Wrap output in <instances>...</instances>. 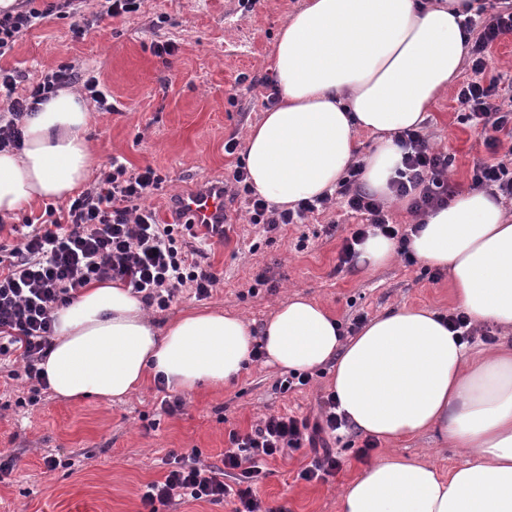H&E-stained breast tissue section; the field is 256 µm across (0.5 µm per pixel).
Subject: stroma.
<instances>
[{
  "label": "stroma",
  "mask_w": 512,
  "mask_h": 512,
  "mask_svg": "<svg viewBox=\"0 0 512 512\" xmlns=\"http://www.w3.org/2000/svg\"><path fill=\"white\" fill-rule=\"evenodd\" d=\"M103 4L82 0L80 11L92 25L85 37L73 36L72 18L50 16L1 57L0 66L20 70L30 82L63 67L98 77L112 109L91 112L94 175L109 172L116 157L132 170L152 166L165 181L150 203L163 214L172 196L206 177H231L243 153L227 154L224 144L243 140L261 119L277 32L302 0H258L253 6L247 0H143L138 12L111 20L100 18ZM160 41L172 42L174 53L156 55ZM455 97L451 89L435 102L423 131L450 155L447 179L460 193L469 189L474 162L492 159L494 150L486 132L461 121ZM228 208L231 226L208 253L220 275L211 298L200 301L184 290L166 310L148 306L155 321L220 308L240 314L257 331L295 292L324 304L345 328L356 317L368 320L401 306L444 314L456 309L448 277H435L433 268L400 256L374 271L355 261L340 265L343 243L361 222L340 205L272 232L250 223L242 200ZM281 376L278 367L251 363L222 390L183 395L181 411L172 415L158 410L162 394L153 385L120 404L64 401L47 391L31 406L21 402L28 391L23 380L0 376V452L17 458L15 470L0 481V512H142L141 490L162 478L156 461L169 450L195 449L201 463L217 465L230 429L247 431L275 413H317L329 393L328 367L287 393L275 388ZM364 442L358 431H349L340 469L323 481L300 479L306 451L289 452L269 464L256 493L271 512H339L340 488L384 453L380 446L365 449ZM395 449L445 470L461 461L456 449L431 434ZM51 453L77 464L47 470L43 458Z\"/></svg>",
  "instance_id": "obj_1"
}]
</instances>
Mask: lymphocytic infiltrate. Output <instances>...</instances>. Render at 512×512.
Returning <instances> with one entry per match:
<instances>
[{"label": "lymphocytic infiltrate", "mask_w": 512, "mask_h": 512, "mask_svg": "<svg viewBox=\"0 0 512 512\" xmlns=\"http://www.w3.org/2000/svg\"><path fill=\"white\" fill-rule=\"evenodd\" d=\"M76 0H18L15 7L0 12V57L43 19L55 14L76 15ZM471 37L467 55L471 78L456 94L466 121L512 138V105L498 101L497 80H483L489 49L512 35V10H501L482 20L465 18ZM22 73L0 68V99L8 107L0 111V151L21 149L25 116L57 93L63 85L82 82L99 110L112 104L96 76H79L61 69L23 85ZM25 94H18V87ZM404 150L403 171L392 189L399 198H410L413 213H428L447 204L453 194L448 184L450 159L430 146L424 133L409 129L399 137ZM364 172L362 162H353L337 194H323L303 201L293 209H278L258 196L244 166H236L232 180L243 197L250 221L276 230L283 224L303 223L307 214L327 209L334 197L344 198L351 212L365 217L366 226L355 230L343 244L340 261L349 263L355 247L368 230L380 231L396 240L401 255H408L407 232L389 218L386 204L362 191L358 183ZM163 178L153 167L130 170L120 160L94 186L70 200L67 207H46L44 219L33 224L23 241L0 254V357L17 355L22 371H10V378L25 376L30 384L29 404H37L46 387L40 368L54 333V311L69 304L79 288L94 281L119 280L142 294L145 301L166 309L182 289H192L196 298H210L219 276L206 262L203 246L179 242L178 225L162 221L148 200ZM471 187L488 192L498 200L512 201V158L480 161L472 168ZM336 399L327 396L316 420L293 414L264 417L247 432L230 430L229 448L221 465L202 464L197 453L169 451L162 463L163 480L146 485L141 503L145 512H157L158 505L186 501L221 503L233 499L232 512H268L254 491L267 464L289 449L309 447L311 457L300 471L305 481L323 480L341 465L329 440H341L347 421L336 412Z\"/></svg>", "instance_id": "lymphocytic-infiltrate-1"}]
</instances>
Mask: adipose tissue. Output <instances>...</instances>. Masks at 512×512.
I'll list each match as a JSON object with an SVG mask.
<instances>
[{
  "instance_id": "ef3b65f1",
  "label": "adipose tissue",
  "mask_w": 512,
  "mask_h": 512,
  "mask_svg": "<svg viewBox=\"0 0 512 512\" xmlns=\"http://www.w3.org/2000/svg\"><path fill=\"white\" fill-rule=\"evenodd\" d=\"M474 0H307L273 46L277 102L248 128L244 159L255 191L281 208L333 191L376 137L363 178L392 199L400 132L418 128L459 77L460 25ZM87 100L62 89L23 123L22 149L0 151V218L37 200L71 196L96 162ZM409 249L447 271L460 311L512 329V217L482 191L430 213ZM268 364L311 372L331 365L329 386L361 434L382 443L431 433L465 456L442 471L387 452L339 493L340 512H512V342H461L436 310L404 306L341 337L321 303L292 295L253 334L240 315L187 312L158 325L140 295L118 281L81 288L55 313L42 362L65 400L120 402L148 380L191 393L237 381L254 343Z\"/></svg>"
}]
</instances>
